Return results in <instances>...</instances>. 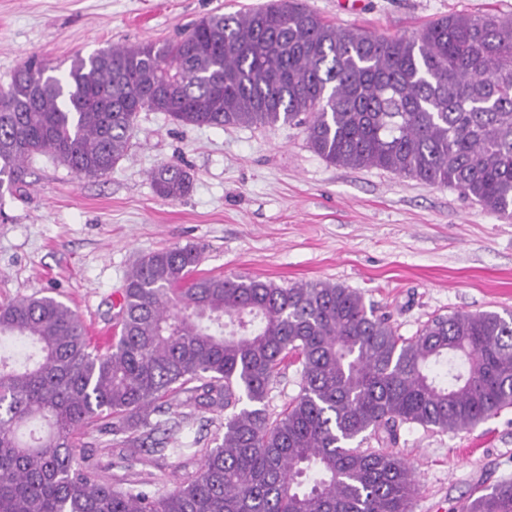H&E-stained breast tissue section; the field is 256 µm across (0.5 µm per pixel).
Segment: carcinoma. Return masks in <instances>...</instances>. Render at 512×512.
<instances>
[{"label": "carcinoma", "instance_id": "cac0c4a2", "mask_svg": "<svg viewBox=\"0 0 512 512\" xmlns=\"http://www.w3.org/2000/svg\"><path fill=\"white\" fill-rule=\"evenodd\" d=\"M30 58L0 87V189L50 154L79 178L127 156L139 113L187 126L304 128L325 161L453 186L512 219V17H441L380 36L332 24L299 0L215 12L182 36L76 58L67 75ZM157 197L189 195L168 162ZM200 250L142 255L105 350L47 295L0 304V512H412L419 490L397 443L405 424L457 433L512 407V313L453 312L404 338L355 290L319 281L197 277ZM288 361L300 391L273 418ZM195 411L225 412L221 443L160 494L116 486L76 452L83 429L164 447ZM456 512H512V481Z\"/></svg>", "mask_w": 512, "mask_h": 512}]
</instances>
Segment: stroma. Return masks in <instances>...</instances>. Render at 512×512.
I'll return each instance as SVG.
<instances>
[{
	"label": "stroma",
	"instance_id": "obj_1",
	"mask_svg": "<svg viewBox=\"0 0 512 512\" xmlns=\"http://www.w3.org/2000/svg\"><path fill=\"white\" fill-rule=\"evenodd\" d=\"M267 2L0 0V85L32 55L60 77L75 58L173 39L213 12ZM304 3L332 23L385 36L451 13L512 16V0H362L355 12L346 0ZM172 161L193 177L179 201L157 197L149 178ZM29 166L24 191L0 194V303L55 296L103 348L138 258L186 243L201 251V276L355 289L406 338L454 311L512 312V221L452 187L329 164L295 126L193 127L143 112L127 158L107 175L79 179L47 155ZM223 434V416L197 412L154 452L113 445L95 424L86 453L112 483L152 480L164 492ZM391 451L417 472L413 512H452L472 491L512 480V408L456 434L404 425Z\"/></svg>",
	"mask_w": 512,
	"mask_h": 512
}]
</instances>
